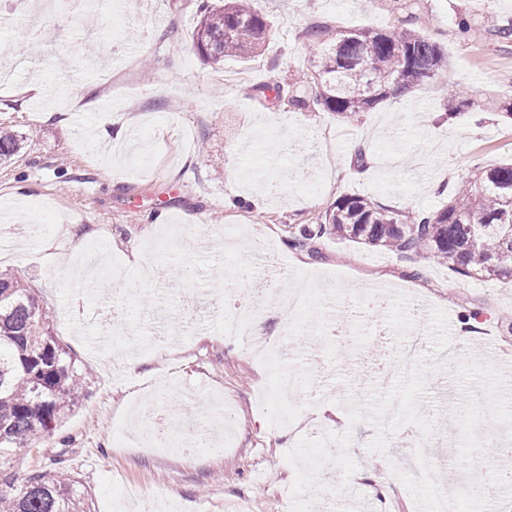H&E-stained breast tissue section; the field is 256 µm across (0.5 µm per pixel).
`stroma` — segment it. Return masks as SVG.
<instances>
[{
    "label": "stroma",
    "instance_id": "1",
    "mask_svg": "<svg viewBox=\"0 0 512 512\" xmlns=\"http://www.w3.org/2000/svg\"><path fill=\"white\" fill-rule=\"evenodd\" d=\"M272 36L248 61H199L191 49L195 0H74L23 23L0 0V126L23 135L0 162V203L14 202L0 235L13 238L0 271L29 281L52 313L55 335L93 378L53 436L18 451L19 477L60 459L92 512H224L246 496L256 512H360L343 475L375 512H435L423 475L444 462L459 512H512V480L497 471L512 440V279L464 276L424 255H399L325 235L288 244L294 227L320 220L336 199L360 193L400 211L435 210L476 171L512 161V126L493 110L512 99V0H417L416 27L448 54L438 80L388 99L353 124L278 102L271 84L307 70L306 27L396 29L398 0H258ZM463 12L487 34L463 38ZM246 78L224 83L221 72ZM39 80L42 94L28 92ZM467 100L443 120L441 87ZM110 109L100 136L93 109ZM363 147L364 160L354 149ZM168 207L208 233L262 228L284 270L270 276L257 252L162 244ZM141 265H133L134 256ZM275 292L309 283L311 304L292 328L254 312L266 345L287 360H253L255 335L218 333L225 305L257 283ZM480 327L463 344L458 327ZM424 346L416 375L394 373L408 338ZM381 348V368L353 346ZM140 362L137 373L114 351ZM299 382L290 426L272 428L281 388ZM403 413L383 423L385 408ZM150 419L136 420L137 412ZM163 417L168 438L131 444ZM456 429V447L442 440ZM341 455L300 464L325 436ZM194 440L196 452L181 449ZM220 441L224 453L209 450Z\"/></svg>",
    "mask_w": 512,
    "mask_h": 512
}]
</instances>
